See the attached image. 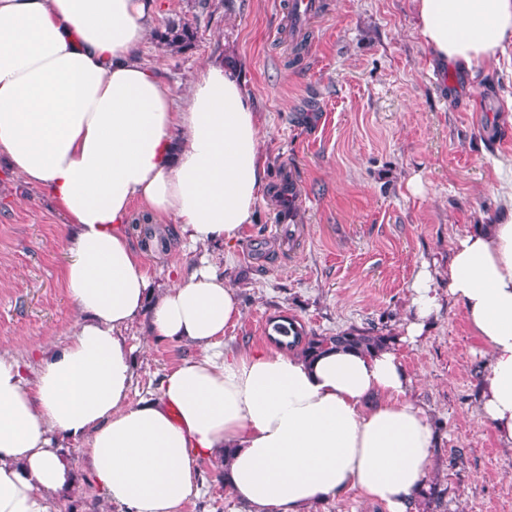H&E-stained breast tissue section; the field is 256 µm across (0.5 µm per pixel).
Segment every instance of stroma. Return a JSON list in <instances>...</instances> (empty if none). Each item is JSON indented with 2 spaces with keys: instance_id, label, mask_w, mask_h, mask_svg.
<instances>
[{
  "instance_id": "1",
  "label": "stroma",
  "mask_w": 512,
  "mask_h": 512,
  "mask_svg": "<svg viewBox=\"0 0 512 512\" xmlns=\"http://www.w3.org/2000/svg\"><path fill=\"white\" fill-rule=\"evenodd\" d=\"M289 0H157L154 28L171 20L196 30L183 50L146 38L142 57L176 94L207 61L222 58L245 80L263 115L267 190L232 247L212 246L234 288L241 318L226 346L270 347L265 329L296 318L311 336L371 329L401 336L422 266L435 271L445 302L417 343L399 355L410 397L430 414L436 444L416 512H512V449L478 413L486 360L461 308L446 296L448 256L458 236L492 223L512 201V66L473 78L432 72L412 0H320L307 21L308 47L292 62L285 36ZM293 182L292 198L278 196ZM69 227L42 190L0 161V354L36 367L64 345L77 313L61 271ZM152 279L165 283L181 252L172 225L139 224ZM135 382L131 401L156 392L162 376L196 349L158 336L149 315L125 330ZM73 490L54 512H127L94 485L83 442L65 445ZM198 494L177 512H247L221 461L197 465Z\"/></svg>"
}]
</instances>
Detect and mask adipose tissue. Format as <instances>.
<instances>
[{
	"label": "adipose tissue",
	"mask_w": 512,
	"mask_h": 512,
	"mask_svg": "<svg viewBox=\"0 0 512 512\" xmlns=\"http://www.w3.org/2000/svg\"><path fill=\"white\" fill-rule=\"evenodd\" d=\"M435 66L499 68L512 0H413ZM155 0H0V155L49 191L70 226L65 287L79 319L34 376L0 354V512H51L74 486L61 439L83 440L105 500L176 512L195 465L225 459L252 512H304L347 487L413 512L435 445L395 348L316 359L225 351L241 317L215 256L173 264L152 289L133 248L134 202L190 245H234L266 187L261 117L235 68L202 66L184 98L145 64ZM429 270L412 285L404 339L440 304ZM448 296L486 348L479 414L512 447V204L459 236ZM151 309L157 335L197 349L155 394L131 401L122 339Z\"/></svg>",
	"instance_id": "adipose-tissue-1"
}]
</instances>
